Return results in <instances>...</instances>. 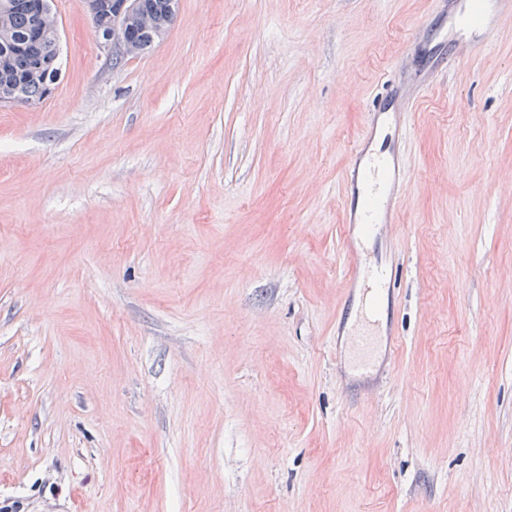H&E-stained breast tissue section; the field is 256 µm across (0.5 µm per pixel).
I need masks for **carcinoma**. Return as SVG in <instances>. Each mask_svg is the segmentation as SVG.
<instances>
[{
	"label": "carcinoma",
	"mask_w": 512,
	"mask_h": 512,
	"mask_svg": "<svg viewBox=\"0 0 512 512\" xmlns=\"http://www.w3.org/2000/svg\"><path fill=\"white\" fill-rule=\"evenodd\" d=\"M177 3L173 0H141L142 19L131 24L130 36L146 52L167 31L176 16ZM11 40L21 44L22 51L0 64V88L19 85L28 97L41 100L48 85L57 79V67L52 64L56 50L53 33L40 38L31 36L29 16L17 11L10 20ZM42 67L34 70V63Z\"/></svg>",
	"instance_id": "1"
}]
</instances>
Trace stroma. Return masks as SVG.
<instances>
[{
  "mask_svg": "<svg viewBox=\"0 0 512 512\" xmlns=\"http://www.w3.org/2000/svg\"><path fill=\"white\" fill-rule=\"evenodd\" d=\"M53 10V94L0 107V506L512 512V13L479 50L442 0H178L114 66ZM424 74L360 385L346 169Z\"/></svg>",
  "mask_w": 512,
  "mask_h": 512,
  "instance_id": "1",
  "label": "stroma"
}]
</instances>
